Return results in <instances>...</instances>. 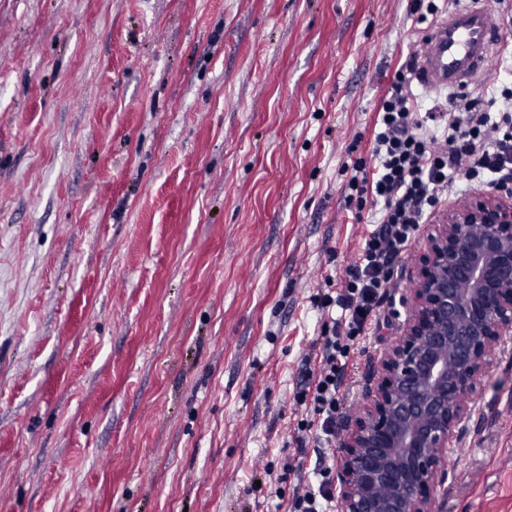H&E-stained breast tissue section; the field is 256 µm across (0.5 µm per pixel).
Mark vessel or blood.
<instances>
[{
	"instance_id": "obj_1",
	"label": "vessel or blood",
	"mask_w": 512,
	"mask_h": 512,
	"mask_svg": "<svg viewBox=\"0 0 512 512\" xmlns=\"http://www.w3.org/2000/svg\"><path fill=\"white\" fill-rule=\"evenodd\" d=\"M495 31L490 0H456L447 19L418 42V84L427 90L467 85L496 45Z\"/></svg>"
}]
</instances>
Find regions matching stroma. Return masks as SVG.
Instances as JSON below:
<instances>
[{
  "mask_svg": "<svg viewBox=\"0 0 512 512\" xmlns=\"http://www.w3.org/2000/svg\"><path fill=\"white\" fill-rule=\"evenodd\" d=\"M407 0H0V512H291L294 394L345 205L426 24ZM470 95L512 82V0ZM423 245L351 348L337 424L402 330ZM437 512H512V335Z\"/></svg>",
  "mask_w": 512,
  "mask_h": 512,
  "instance_id": "stroma-1",
  "label": "stroma"
}]
</instances>
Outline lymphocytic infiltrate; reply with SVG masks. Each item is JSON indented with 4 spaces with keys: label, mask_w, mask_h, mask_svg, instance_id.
I'll return each mask as SVG.
<instances>
[{
    "label": "lymphocytic infiltrate",
    "mask_w": 512,
    "mask_h": 512,
    "mask_svg": "<svg viewBox=\"0 0 512 512\" xmlns=\"http://www.w3.org/2000/svg\"><path fill=\"white\" fill-rule=\"evenodd\" d=\"M412 71V63L403 64L380 100L375 165L355 161L345 185V202L355 212H362L367 201L380 203L376 225L346 266L337 293L314 298L317 307L332 312L333 334L294 399L314 415L299 422L298 431L309 432L319 448L328 447L336 435L349 343L365 335L375 319L394 260L407 251L430 211L457 184L512 183V84L495 88L483 100L460 96L443 122L433 112L417 116L410 92Z\"/></svg>",
    "instance_id": "obj_1"
}]
</instances>
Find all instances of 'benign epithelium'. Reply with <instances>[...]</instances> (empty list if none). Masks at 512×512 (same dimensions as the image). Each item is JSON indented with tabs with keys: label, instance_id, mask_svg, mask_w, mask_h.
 Listing matches in <instances>:
<instances>
[{
	"label": "benign epithelium",
	"instance_id": "1",
	"mask_svg": "<svg viewBox=\"0 0 512 512\" xmlns=\"http://www.w3.org/2000/svg\"><path fill=\"white\" fill-rule=\"evenodd\" d=\"M399 336L336 449L342 512H435L448 449L512 334V191L486 190L428 225Z\"/></svg>",
	"mask_w": 512,
	"mask_h": 512
}]
</instances>
